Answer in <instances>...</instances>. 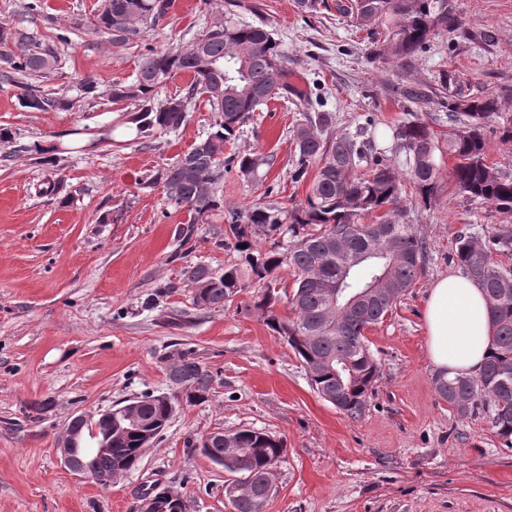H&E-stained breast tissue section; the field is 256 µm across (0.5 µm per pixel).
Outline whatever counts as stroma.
<instances>
[{
	"instance_id": "1",
	"label": "stroma",
	"mask_w": 512,
	"mask_h": 512,
	"mask_svg": "<svg viewBox=\"0 0 512 512\" xmlns=\"http://www.w3.org/2000/svg\"><path fill=\"white\" fill-rule=\"evenodd\" d=\"M0 0V24L53 41L59 66L33 78L70 110L23 108L0 87V512H139L153 486L187 499L189 512H230L226 473L201 451L203 437L247 427L281 438L286 454L265 512H512V447L488 418H460L442 400L426 347L424 310L439 277L458 272L455 239L485 238L506 218L440 185L432 206L406 199V220L427 242L422 276L384 320L366 332L380 366L363 414L350 418L312 389L298 357L251 310V292L231 305L193 303L187 271H223L236 259L224 244L230 210L261 197L292 207L310 180L292 178L294 95L254 112L225 154L272 156L256 175L224 169V205L196 225L189 250L179 232L189 215L148 174L174 163L210 130L205 102L177 131L134 137L133 102L112 103L115 84L133 82L148 48L181 49L222 20L224 0H172L139 41L113 44L89 22L105 0ZM238 20L263 22L286 54L288 84L334 113L331 135L370 125L390 149L395 124L418 113L448 139V111L415 110L402 88L436 89L441 73L470 96L493 94L512 118V0H450L462 21L438 31L411 72L380 57L382 40L341 15L337 0L315 11L296 0H236ZM94 80L96 98L81 84ZM56 150L40 163L34 146ZM63 179L66 195L44 193ZM193 352L212 374L206 402L177 404L138 468L110 485L64 468L59 435L70 420L148 393L174 392L173 350Z\"/></svg>"
}]
</instances>
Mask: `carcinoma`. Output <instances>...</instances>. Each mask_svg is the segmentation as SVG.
<instances>
[{
	"label": "carcinoma",
	"instance_id": "cac0c4a2",
	"mask_svg": "<svg viewBox=\"0 0 512 512\" xmlns=\"http://www.w3.org/2000/svg\"><path fill=\"white\" fill-rule=\"evenodd\" d=\"M169 5L170 0H106L91 30L112 36L115 44L134 42L155 27ZM338 9L361 27L385 28L380 55L399 67H412L437 29L458 25L448 0H342ZM0 61L7 65L0 80L21 89L22 107L47 111L64 104L22 82L56 69V52L44 40L35 35L18 37L0 25ZM285 61L281 45L265 26L228 17L186 48L148 50L136 79L112 86L114 102H139L129 124L140 137L155 130H178L187 121L189 106L201 99L216 112L205 138L145 181L163 183L168 199L187 209L188 227L180 232L183 241H190L194 225L205 223L223 205L218 185L224 177V144L237 136L257 108L289 88ZM178 74L189 78L183 93L154 102L155 89ZM446 108L448 156L455 160L448 185L457 194L512 215V178L486 163L484 130L499 116L501 102L490 94L457 93L448 98ZM332 124L330 112H306L293 131L294 180L305 178L310 163H318L305 202L291 209L253 202L232 214L224 237L238 246L239 262L222 273L195 265L187 271V279L194 304L201 309L222 308L246 289H257L253 308L264 315L271 330L288 337L303 367L311 368L308 378L313 390L322 398H337L333 406L355 417L362 413L379 373L365 331L383 321L423 272L427 243L414 225L403 221L402 199L411 196L426 207L435 201L441 175L436 160L439 143L430 126L417 117L398 123L392 138L396 153L403 155L400 163L379 151L367 137L368 128L330 137ZM229 161L248 176L271 164V156L246 151ZM370 215L376 223H361ZM281 237L287 239L286 247L259 249L260 241ZM364 254L367 259L346 266ZM495 254L512 256L511 224L498 225L485 241L467 234L456 238L453 260L487 298L494 348L478 377L438 375L434 383L439 397L459 417L488 416L496 434L512 447V263L493 260ZM283 266L293 272L292 292L283 297L295 314L289 319L276 315L283 298L273 283ZM339 285L348 294L368 286L373 293L349 308L345 301L332 299ZM179 376L190 382L186 403L207 401L213 376L189 351L178 353L168 366L171 382ZM137 402L147 420L168 419L166 402L152 395ZM232 437L246 464L242 469L224 464L227 482L241 487L229 502L233 512H260L263 504L257 490L282 457V441L250 428L238 429ZM141 445L136 431L112 434V448L96 457L91 480L107 484L118 465L135 470Z\"/></svg>",
	"mask_w": 512,
	"mask_h": 512
}]
</instances>
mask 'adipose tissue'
Segmentation results:
<instances>
[{
    "instance_id": "1",
    "label": "adipose tissue",
    "mask_w": 512,
    "mask_h": 512,
    "mask_svg": "<svg viewBox=\"0 0 512 512\" xmlns=\"http://www.w3.org/2000/svg\"><path fill=\"white\" fill-rule=\"evenodd\" d=\"M424 317L428 355L437 371L478 375L493 349L481 288L460 274L438 279L428 292Z\"/></svg>"
}]
</instances>
